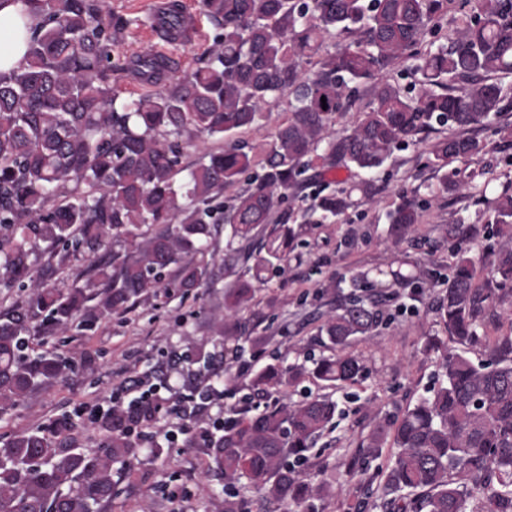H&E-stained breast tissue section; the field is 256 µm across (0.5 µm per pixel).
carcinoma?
I'll return each mask as SVG.
<instances>
[{"label": "carcinoma", "instance_id": "1", "mask_svg": "<svg viewBox=\"0 0 512 512\" xmlns=\"http://www.w3.org/2000/svg\"><path fill=\"white\" fill-rule=\"evenodd\" d=\"M41 17L31 31L26 62L0 75V288L30 283L24 307L0 313V415L26 394L64 376L68 362L38 352L31 331L92 330L149 290L168 288L178 271L182 289L212 274L209 239L216 224L229 227L228 260L239 267L224 286V317L211 325L217 342L248 339L238 314L254 300L266 274L282 271L295 250L287 219H275L288 189L315 163L366 172L380 169L400 146L427 132L450 130L428 150L444 192L467 195L488 214L484 233L498 239L489 265L458 251L448 264L439 320L463 347L483 341L479 329L503 287L512 286V189L489 190L482 168L450 167L480 160L486 143L461 131L485 127L512 108L499 77L512 75V0H461L460 23L448 46L428 47L429 25L454 0H201L221 30L203 65L169 76L174 61L146 52L129 61L140 79L159 90L129 101L107 84L110 47L134 20L105 14L100 0H25ZM146 22L172 43L189 42L180 0L162 19ZM359 39L318 55L324 35ZM411 60L422 82L415 94L383 81L350 129L335 131L362 84L397 62ZM288 97V118L276 124L262 156L235 136L258 123L271 101ZM326 102H321V99ZM327 108H322V105ZM234 138L223 149L201 148L181 165L190 137ZM259 169L249 187L224 206V190ZM340 186L316 195L301 210L320 224L351 205L354 190ZM399 231L421 221L415 202L402 199L386 213ZM157 230L142 237L140 228ZM87 261L84 284L61 290L47 284L73 258ZM379 283L380 294L411 281L406 262ZM380 321L377 301L342 294L320 327L335 354L312 365L269 366L251 379L269 398L306 381L342 388L358 381L361 360L346 351ZM491 362L445 354L437 384L399 414L386 418L344 466L360 485L377 486L382 512H512V333L489 345ZM337 405L327 396L273 402L244 413L220 435L205 437L224 486H241L282 507L315 512L330 493L298 466L333 423ZM154 412L139 409L94 419L103 438L86 452L70 438L77 423L63 416L0 442V512H97L112 497L114 467L137 459L139 433ZM396 449L386 469L369 473L384 445Z\"/></svg>", "mask_w": 512, "mask_h": 512}]
</instances>
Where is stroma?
<instances>
[{"mask_svg":"<svg viewBox=\"0 0 512 512\" xmlns=\"http://www.w3.org/2000/svg\"><path fill=\"white\" fill-rule=\"evenodd\" d=\"M105 10L132 18L123 42L113 46L111 57L122 60L149 50L151 28L145 19L153 14L155 0H103ZM196 19L190 45L172 53L179 70L196 67L214 45L216 28L204 15L201 0H182ZM428 146L401 147L376 173L337 170L336 177L351 185L368 181L375 206L353 202L340 217L318 229L302 230L286 271L269 273V281L257 289L252 306L241 321L254 326L260 340L245 343L232 384L224 382L222 356L232 355V346H212L215 359L210 370H200L194 359L201 339L210 333L213 317L224 313V283L229 273L222 263L228 240L217 229L210 250L217 263L213 283L190 292L172 288L167 292H144L128 312L113 315L89 332L55 330L34 332L36 349H52L72 366L59 380L38 387L8 415L0 417V436L33 431L65 415L77 417L72 436L77 445L95 451L101 433L90 416L107 405L113 393L123 389L132 376L159 385L166 408L153 425V438L144 443L138 462L117 469L115 493L100 512H224V478L210 468L209 450L203 441L188 442L179 436L171 442L167 431L186 426L193 432L212 429L219 416L211 404L193 418L173 411L177 397L207 385L224 387L226 401L241 410L257 404L248 388L253 374L268 365L329 356L326 337L318 328L334 313L340 298L327 291L329 280L344 290L368 294L382 273L403 258L418 265L420 277L390 288L391 298L381 308L382 320L372 335L351 343L349 350L364 366L362 379L351 387H324L308 383L306 391L329 395L340 411L336 427L313 448L306 472L322 475L337 490L317 505V512H355L354 483L343 463L376 424L415 402L433 385L438 371V340L449 352L451 343L436 314L445 292L452 245L446 230L464 217L474 224L463 243L476 263H484L496 240L487 239L482 228L487 220L483 206L472 200L439 191L440 175L428 164ZM413 199L422 212L414 233H392L385 214L401 197ZM303 391V392H306ZM303 392L292 391L293 400Z\"/></svg>","mask_w":512,"mask_h":512,"instance_id":"obj_1","label":"stroma"}]
</instances>
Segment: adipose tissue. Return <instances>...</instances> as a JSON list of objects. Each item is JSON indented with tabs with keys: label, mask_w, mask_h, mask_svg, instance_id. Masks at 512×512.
<instances>
[{
	"label": "adipose tissue",
	"mask_w": 512,
	"mask_h": 512,
	"mask_svg": "<svg viewBox=\"0 0 512 512\" xmlns=\"http://www.w3.org/2000/svg\"><path fill=\"white\" fill-rule=\"evenodd\" d=\"M36 22L24 0H0V73H9L24 64L29 29Z\"/></svg>",
	"instance_id": "obj_1"
}]
</instances>
